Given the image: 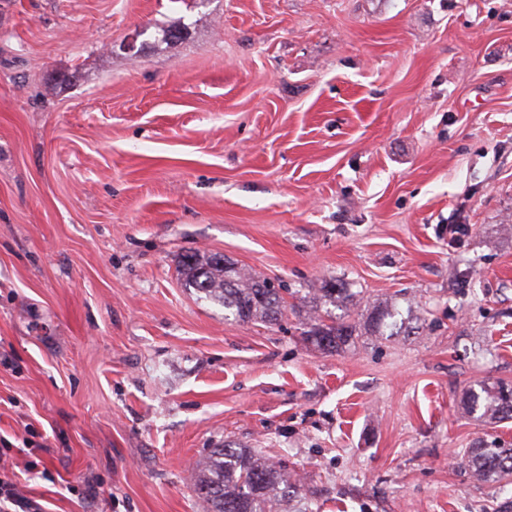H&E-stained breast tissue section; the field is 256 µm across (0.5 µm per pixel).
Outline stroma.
Listing matches in <instances>:
<instances>
[{
	"mask_svg": "<svg viewBox=\"0 0 512 512\" xmlns=\"http://www.w3.org/2000/svg\"><path fill=\"white\" fill-rule=\"evenodd\" d=\"M195 251L283 285L280 324L183 288ZM324 282L412 302V331L312 349ZM497 381L512 0H0V481L204 512L195 464L232 442L311 512H512L458 457L512 443L461 410Z\"/></svg>",
	"mask_w": 512,
	"mask_h": 512,
	"instance_id": "35a3bbf8",
	"label": "stroma"
}]
</instances>
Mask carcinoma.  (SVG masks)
Returning a JSON list of instances; mask_svg holds the SVG:
<instances>
[{
    "instance_id": "obj_1",
    "label": "carcinoma",
    "mask_w": 512,
    "mask_h": 512,
    "mask_svg": "<svg viewBox=\"0 0 512 512\" xmlns=\"http://www.w3.org/2000/svg\"><path fill=\"white\" fill-rule=\"evenodd\" d=\"M186 24L173 23L157 28L159 41L170 43L182 38ZM184 287L198 299L224 308V316L240 323L262 322L276 325L283 316L286 301L280 289L269 281L244 270L221 256L194 252L180 261ZM313 316L302 332L305 343L322 353H343L354 346L359 331L385 336L386 319L397 314V302L372 306L362 324L333 315L329 307L350 298L346 289L326 283L315 293ZM463 409L482 417L512 419V384L483 383L469 389ZM462 459L471 478L478 484L505 487L512 484V445L480 439L463 450ZM195 492L206 512H303L296 507V486L268 458L252 448L232 443L209 450L196 464Z\"/></svg>"
}]
</instances>
